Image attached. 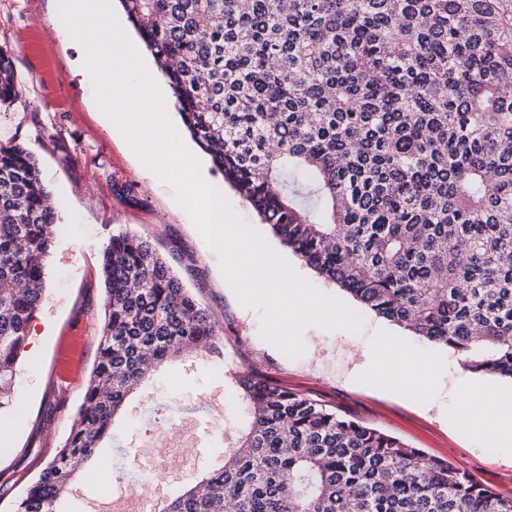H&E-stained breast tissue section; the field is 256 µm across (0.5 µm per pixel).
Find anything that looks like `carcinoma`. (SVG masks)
Here are the masks:
<instances>
[{
  "label": "carcinoma",
  "instance_id": "carcinoma-1",
  "mask_svg": "<svg viewBox=\"0 0 512 512\" xmlns=\"http://www.w3.org/2000/svg\"><path fill=\"white\" fill-rule=\"evenodd\" d=\"M182 124L280 242L471 372L512 380V0H120ZM21 87L0 44V106ZM35 156L0 140V410L46 289L58 217ZM98 358L64 444L14 512H56L153 367L224 353L143 236L99 251ZM208 492L167 512H512L449 462L252 372Z\"/></svg>",
  "mask_w": 512,
  "mask_h": 512
}]
</instances>
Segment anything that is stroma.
I'll list each match as a JSON object with an SVG mask.
<instances>
[{"label": "stroma", "instance_id": "1", "mask_svg": "<svg viewBox=\"0 0 512 512\" xmlns=\"http://www.w3.org/2000/svg\"><path fill=\"white\" fill-rule=\"evenodd\" d=\"M56 13L57 0H0V44L10 48L22 83L18 98L0 109V139L17 140L35 154L59 218L43 303L29 324L32 334L19 357L15 400L0 410L1 420L19 424L13 441L0 443V471L19 478L7 493H0V512H13V503L27 483L62 445L83 401L84 381L97 357L95 338L104 320L98 253L114 231L125 228L148 238L208 309L236 369L314 398L341 416L448 460L494 493L512 495V449L498 447L492 434L473 433L461 414L465 386L498 399L512 395V381L464 369L453 351L406 335L356 302L351 308L364 321L361 333L307 329L306 352L296 359L264 341L259 335V311L238 303L220 272L216 253L178 205L172 188L161 181L144 188L143 163L122 134L106 124L91 80L79 71L84 50L61 36ZM34 27L52 49L56 80L72 98L73 108L55 105L53 82L26 45ZM200 163L206 181L219 187L245 221L300 275L323 293L345 299L344 291L281 244L249 203L213 172L208 158ZM78 332L89 338L82 352L81 380L57 385L62 341ZM407 354L431 365L430 385L424 393L407 388L393 392L386 386ZM233 390L230 375L219 371L214 358L201 351L155 368L115 416L111 438L77 472L61 512H88L98 495L126 493L159 474L164 483L153 510L163 512L169 499L223 465L229 435L241 427L245 415ZM176 400L188 404L204 400L212 406L210 416L186 428L195 438V457L188 461L173 451L145 459V443L174 434L177 428L173 421H150V413Z\"/></svg>", "mask_w": 512, "mask_h": 512}]
</instances>
